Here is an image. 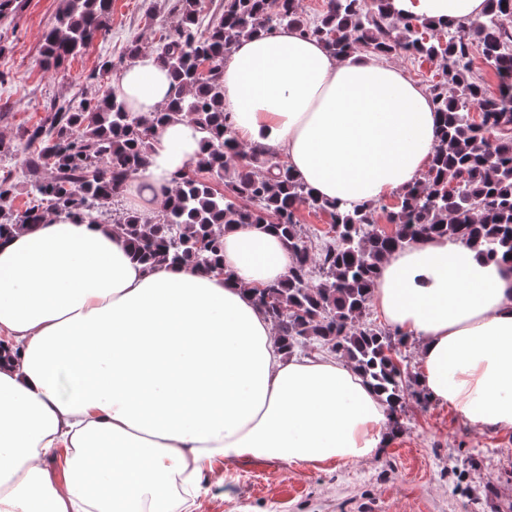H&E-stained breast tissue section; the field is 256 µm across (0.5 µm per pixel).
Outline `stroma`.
<instances>
[{"label":"stroma","instance_id":"obj_1","mask_svg":"<svg viewBox=\"0 0 512 512\" xmlns=\"http://www.w3.org/2000/svg\"><path fill=\"white\" fill-rule=\"evenodd\" d=\"M0 21V138L45 118L53 101L96 96L129 65L126 46L157 47L177 22L175 0H112L107 32L56 70L40 48L61 0H20ZM111 69L91 79L103 62ZM194 512H512V431L470 429L448 405L408 400L383 446L350 464L240 459L213 465Z\"/></svg>","mask_w":512,"mask_h":512}]
</instances>
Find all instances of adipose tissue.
Listing matches in <instances>:
<instances>
[{"instance_id": "adipose-tissue-1", "label": "adipose tissue", "mask_w": 512, "mask_h": 512, "mask_svg": "<svg viewBox=\"0 0 512 512\" xmlns=\"http://www.w3.org/2000/svg\"><path fill=\"white\" fill-rule=\"evenodd\" d=\"M394 12L468 24L486 0H392ZM171 90L158 52L114 93L142 115ZM239 144L283 153L320 198L350 207L404 193L426 171L428 91L373 55H331L292 28L240 38L224 58ZM201 135L172 116L127 192L161 203ZM287 244L224 232V269L134 260L110 225L66 215L0 241V512H192L212 462H352L383 444L387 410L349 365L290 356L255 299L287 279ZM372 303L419 339V379L475 430H512V263L420 240L383 261ZM107 463L90 470L96 449ZM65 452L62 473L42 468Z\"/></svg>"}]
</instances>
